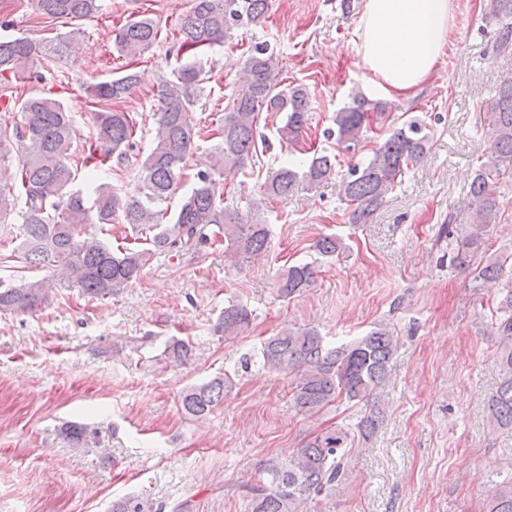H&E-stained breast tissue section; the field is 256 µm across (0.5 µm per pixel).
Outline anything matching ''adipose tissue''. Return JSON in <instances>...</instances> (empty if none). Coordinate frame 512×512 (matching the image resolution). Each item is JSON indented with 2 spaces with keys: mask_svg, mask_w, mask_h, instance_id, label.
Here are the masks:
<instances>
[{
  "mask_svg": "<svg viewBox=\"0 0 512 512\" xmlns=\"http://www.w3.org/2000/svg\"><path fill=\"white\" fill-rule=\"evenodd\" d=\"M454 0H363L357 53L366 91L413 96L434 74L452 30Z\"/></svg>",
  "mask_w": 512,
  "mask_h": 512,
  "instance_id": "1",
  "label": "adipose tissue"
}]
</instances>
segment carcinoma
Instances as JSON below:
<instances>
[{
    "label": "carcinoma",
    "instance_id": "obj_1",
    "mask_svg": "<svg viewBox=\"0 0 512 512\" xmlns=\"http://www.w3.org/2000/svg\"><path fill=\"white\" fill-rule=\"evenodd\" d=\"M31 6L44 23L70 25L90 18L101 9V0H31ZM268 0H193L181 22V47L191 61L172 72L158 91L154 113L153 146L141 164L139 186L133 195H121L112 185L94 187L91 206L83 192L72 189L76 170L72 157L81 152V166L93 173L106 166L115 153L124 154L131 146L136 122L130 113L110 108L92 113L94 140L83 150L77 147V131L70 112L53 91L38 96L19 94L16 80L30 74V62L40 57L50 66L72 52L74 40L56 35V42H36L26 37L0 35V101L5 109L21 112V121L0 124V144L16 149L13 179H0V224L12 223L18 197H24L20 242L10 253H0V268L17 263L15 280H0V313L31 311L50 304V279L32 280L23 272L38 267H55L69 284L91 298L112 295V290L137 279L152 257V249L173 248L189 242L207 225L218 227L225 251L238 259H249L267 252L270 225L262 217L242 224L237 214L221 206L216 177L242 169L257 153L256 125L259 112L283 115L276 126L280 141L297 144L304 132L310 98L302 85L286 86L273 53L256 45L245 61L246 82L234 95L215 132L211 171L196 174V183L185 196L176 214L158 208L177 190L188 155L197 137L191 118L196 103L193 91L202 90L203 70L198 55L221 44L234 31L261 23ZM486 17L502 24L503 46L512 44V0H487ZM158 24L139 15L130 19L115 35L117 51L135 59L157 40ZM137 83L129 72L87 87L97 102L120 103ZM380 109L357 95L336 113V142H355L368 130L369 114ZM488 120V161L480 165L471 182L469 221L452 258L453 265L473 273V278L490 282L502 279L509 258L489 257L474 263L483 252L484 232L495 220L499 202L495 180L512 168V77L504 79L486 105ZM430 135L423 122L411 121L392 130L372 158L351 169L341 183L342 200L352 206L353 224H366L397 184L404 167L426 154ZM335 174V163L326 154H315L307 169L298 171L291 163L281 166L265 183L263 192L271 198H285L301 189L315 188ZM99 224H127L136 233H153L152 248L119 245L112 247L86 233L90 212ZM333 235L318 237L313 248L322 256H333L341 249ZM316 269L310 263L291 265L278 277V296L291 299L315 282ZM499 310L505 315L495 323L499 355L512 368V282L505 288ZM252 324V312L240 303L224 307L219 329L226 338H236ZM397 349V339L386 324H378L365 335L335 348H327L313 328L284 329L261 343L262 364L271 372L292 378V396L299 412L313 416L336 401H346L364 410L357 423L361 436H369L379 426L380 411L375 394L387 378L388 367ZM165 352L175 362L191 356V345L184 340L169 344ZM234 388L233 378L220 374L208 381L185 388L180 407L185 415L207 417ZM490 423L512 430V380L504 382L487 403ZM354 441L350 429L338 425L310 434L302 448L282 466L272 464L262 470L248 489L247 512H302L313 492L336 489L345 479V448ZM149 502L128 495L112 502L111 512H151ZM480 512H512V477L497 484L483 501Z\"/></svg>",
    "mask_w": 512,
    "mask_h": 512
}]
</instances>
